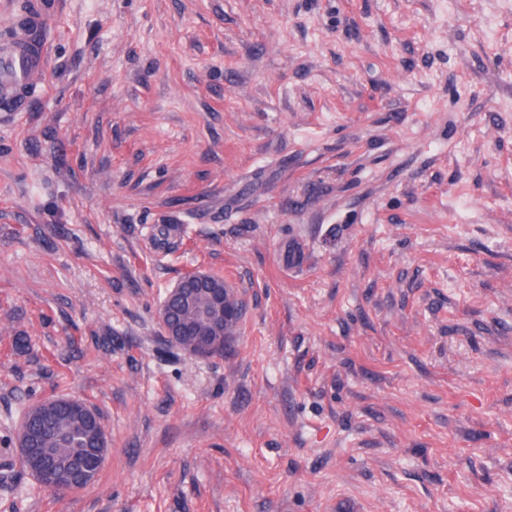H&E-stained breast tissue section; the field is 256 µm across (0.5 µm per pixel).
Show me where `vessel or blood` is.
<instances>
[{
  "instance_id": "b4317fda",
  "label": "vessel or blood",
  "mask_w": 512,
  "mask_h": 512,
  "mask_svg": "<svg viewBox=\"0 0 512 512\" xmlns=\"http://www.w3.org/2000/svg\"><path fill=\"white\" fill-rule=\"evenodd\" d=\"M43 15L32 10L21 17L14 32L0 40V116L25 111L45 74Z\"/></svg>"
}]
</instances>
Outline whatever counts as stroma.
<instances>
[{"label": "stroma", "instance_id": "obj_1", "mask_svg": "<svg viewBox=\"0 0 512 512\" xmlns=\"http://www.w3.org/2000/svg\"><path fill=\"white\" fill-rule=\"evenodd\" d=\"M45 2L0 122V512H512V0ZM195 270L247 307L220 358L159 320ZM57 396L108 440L64 495L16 444ZM43 14L34 9L21 17L14 32L0 40V119L24 112L43 83L45 55Z\"/></svg>", "mask_w": 512, "mask_h": 512}]
</instances>
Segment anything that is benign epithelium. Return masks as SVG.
<instances>
[{
	"instance_id": "benign-epithelium-1",
	"label": "benign epithelium",
	"mask_w": 512,
	"mask_h": 512,
	"mask_svg": "<svg viewBox=\"0 0 512 512\" xmlns=\"http://www.w3.org/2000/svg\"><path fill=\"white\" fill-rule=\"evenodd\" d=\"M207 283L203 273L197 271L189 278L180 279L170 292L181 296L186 305L194 302L197 288ZM213 309L203 310L197 317V322H187L182 325L167 323L165 308H160L159 318L170 341L178 345L183 336H209L212 343L205 344L199 349H192L189 354L201 358H218L224 356V350L232 340L227 332V326L238 321L240 305L230 298L229 289L212 288L209 290ZM53 449L45 448L38 461L37 476L52 490L57 492L68 491L67 481L59 466L52 461Z\"/></svg>"
}]
</instances>
